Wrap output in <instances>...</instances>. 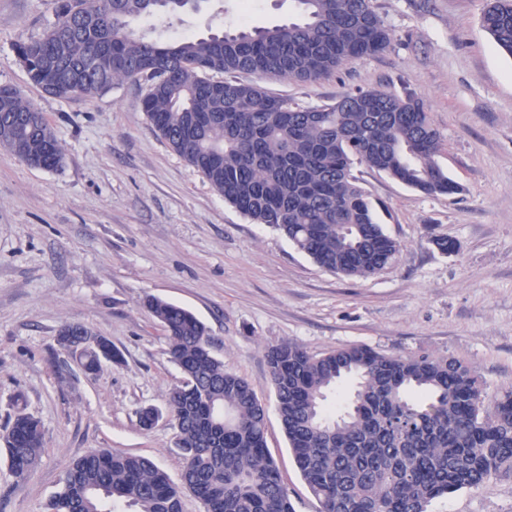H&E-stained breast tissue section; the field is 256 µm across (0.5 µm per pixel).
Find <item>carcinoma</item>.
<instances>
[{
    "label": "carcinoma",
    "mask_w": 512,
    "mask_h": 512,
    "mask_svg": "<svg viewBox=\"0 0 512 512\" xmlns=\"http://www.w3.org/2000/svg\"><path fill=\"white\" fill-rule=\"evenodd\" d=\"M200 0H53L57 22L16 55L30 80L54 96L91 98L126 79L148 89L142 111L168 147L256 224L285 235L319 267L366 278L394 266L401 244L385 233L355 165L425 195L459 186L438 166L442 141L412 92L356 89L306 107L232 78L238 73L302 83L392 41L372 0H294L301 21L164 42L129 21L176 15ZM482 27L512 56V0H488ZM226 78L217 79L215 75ZM224 85V96L212 87ZM35 106L0 86V147L24 162L60 166L62 146ZM170 360L185 377L171 388L180 483L151 459L94 449L75 459L47 512H183L190 494L205 512H296L266 445V408L251 384L224 370L205 325L155 297ZM277 413L294 463L320 512H429L432 502L478 490L512 472V386L487 399L475 369L448 355H390L365 345L312 354L287 340L267 350ZM123 362L112 342L84 356ZM351 379L336 407L327 393ZM8 469L24 483L43 448L40 421L19 411L0 431Z\"/></svg>",
    "instance_id": "obj_1"
}]
</instances>
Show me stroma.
<instances>
[{"instance_id": "obj_1", "label": "stroma", "mask_w": 512, "mask_h": 512, "mask_svg": "<svg viewBox=\"0 0 512 512\" xmlns=\"http://www.w3.org/2000/svg\"><path fill=\"white\" fill-rule=\"evenodd\" d=\"M393 39L313 83L253 74L245 83L302 105L361 88L412 91L442 137L440 167L461 188L428 196L355 166L380 202L399 262L367 278L316 265L280 232L252 223L156 135L130 79L91 98L51 96L19 63L18 41L55 21L51 0H0V84L19 90L54 128L63 161L34 168L0 147V426L37 418L44 447L16 484L0 462V512H44L72 460L93 448L151 458L171 480L182 464L167 391L184 376L168 356L152 295L192 311L227 372L267 407V447L297 512H318L275 410L268 347L309 352L366 345L469 363L487 393L512 385V57L480 25L486 0H372ZM293 0H203L196 11L130 24L165 37H205L298 21ZM457 242L453 252L436 241ZM80 323L111 340L123 365L83 372L56 344ZM161 418L152 430L141 408ZM431 512H512V474L436 500Z\"/></svg>"}]
</instances>
